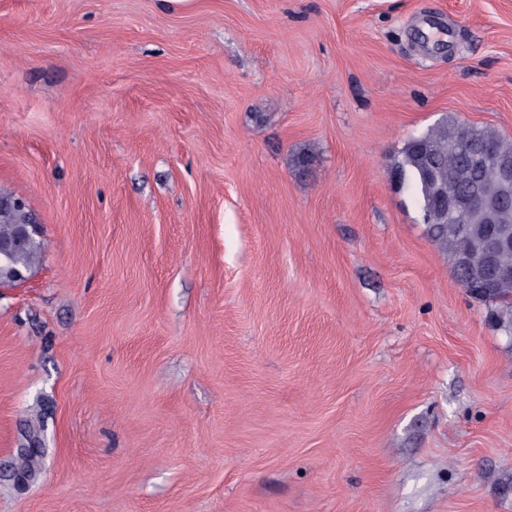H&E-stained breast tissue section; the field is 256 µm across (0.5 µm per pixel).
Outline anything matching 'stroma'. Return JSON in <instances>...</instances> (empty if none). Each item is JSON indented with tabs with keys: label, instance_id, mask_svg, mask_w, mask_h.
<instances>
[{
	"label": "stroma",
	"instance_id": "stroma-1",
	"mask_svg": "<svg viewBox=\"0 0 512 512\" xmlns=\"http://www.w3.org/2000/svg\"><path fill=\"white\" fill-rule=\"evenodd\" d=\"M451 120L512 138V0H0V512H512L504 305L391 180ZM28 210H14L0 207V239L9 236L15 227L19 225L13 237L0 240V261L2 258H9L19 249L24 247L33 234H40L41 224H28ZM43 258V242L41 237H38L16 255L12 264L5 266L0 263V278L8 279L12 276L14 269L35 271L41 267ZM43 466L42 455L40 453H18L13 460L14 472L35 479L41 472ZM22 475H14L17 485L22 487L28 484L26 477Z\"/></svg>",
	"mask_w": 512,
	"mask_h": 512
}]
</instances>
